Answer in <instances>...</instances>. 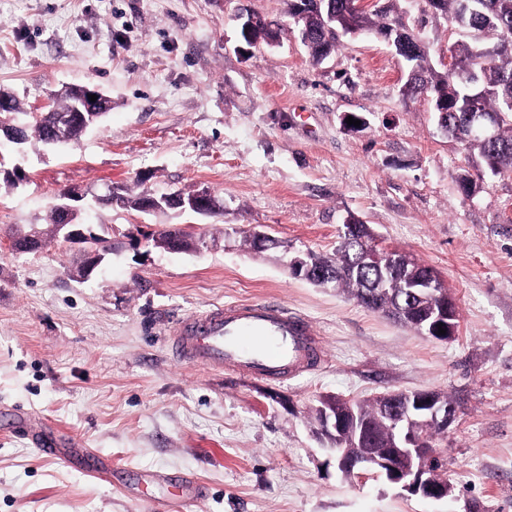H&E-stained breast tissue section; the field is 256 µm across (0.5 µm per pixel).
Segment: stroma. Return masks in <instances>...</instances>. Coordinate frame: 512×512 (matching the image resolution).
I'll return each mask as SVG.
<instances>
[{
    "mask_svg": "<svg viewBox=\"0 0 512 512\" xmlns=\"http://www.w3.org/2000/svg\"><path fill=\"white\" fill-rule=\"evenodd\" d=\"M247 12L278 25L275 44L246 47ZM290 24L288 0H0V88L26 111L64 86L112 99L77 144L0 145V171L21 172L0 180V512H512V174L441 133L429 100L403 97L393 46L364 33L316 65ZM110 184L207 188L224 213L95 203ZM66 189L114 245L86 280L80 245L11 247L10 229L46 227ZM353 220L439 275L458 306L453 340L289 274V255L332 254ZM170 222L205 248L154 247ZM254 229L281 250L250 249ZM242 301L306 317L324 364L280 384L172 352L173 318ZM416 390L456 408L436 440L451 495L345 479L316 434L319 399ZM34 432L107 458L111 481L40 454ZM182 478L201 493L180 506Z\"/></svg>",
    "mask_w": 512,
    "mask_h": 512,
    "instance_id": "stroma-1",
    "label": "stroma"
}]
</instances>
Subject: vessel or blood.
<instances>
[{"mask_svg":"<svg viewBox=\"0 0 512 512\" xmlns=\"http://www.w3.org/2000/svg\"><path fill=\"white\" fill-rule=\"evenodd\" d=\"M167 334L182 361L253 378L285 383L323 360L309 321L271 302L217 305L178 319Z\"/></svg>","mask_w":512,"mask_h":512,"instance_id":"obj_1","label":"vessel or blood"}]
</instances>
